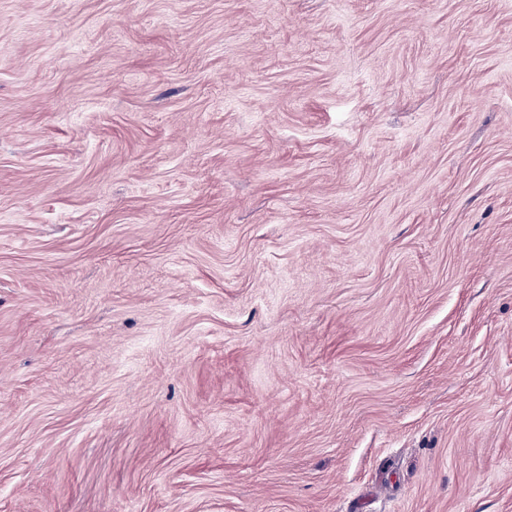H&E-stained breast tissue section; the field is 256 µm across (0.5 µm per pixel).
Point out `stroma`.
<instances>
[{
    "label": "stroma",
    "instance_id": "1",
    "mask_svg": "<svg viewBox=\"0 0 512 512\" xmlns=\"http://www.w3.org/2000/svg\"><path fill=\"white\" fill-rule=\"evenodd\" d=\"M0 512H512V0H0Z\"/></svg>",
    "mask_w": 512,
    "mask_h": 512
}]
</instances>
